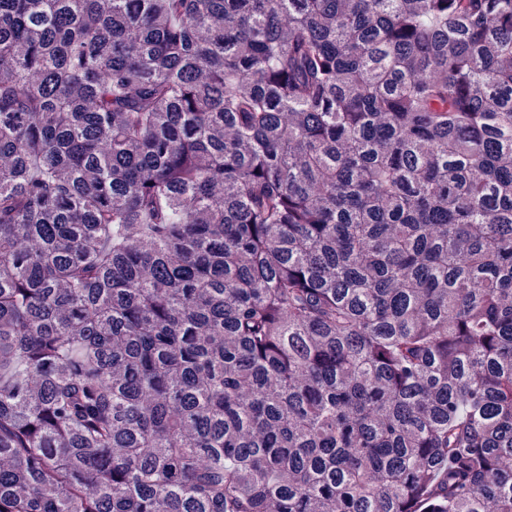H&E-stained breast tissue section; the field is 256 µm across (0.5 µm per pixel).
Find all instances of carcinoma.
<instances>
[{
  "instance_id": "1",
  "label": "carcinoma",
  "mask_w": 512,
  "mask_h": 512,
  "mask_svg": "<svg viewBox=\"0 0 512 512\" xmlns=\"http://www.w3.org/2000/svg\"><path fill=\"white\" fill-rule=\"evenodd\" d=\"M0 512H512V0H0Z\"/></svg>"
}]
</instances>
